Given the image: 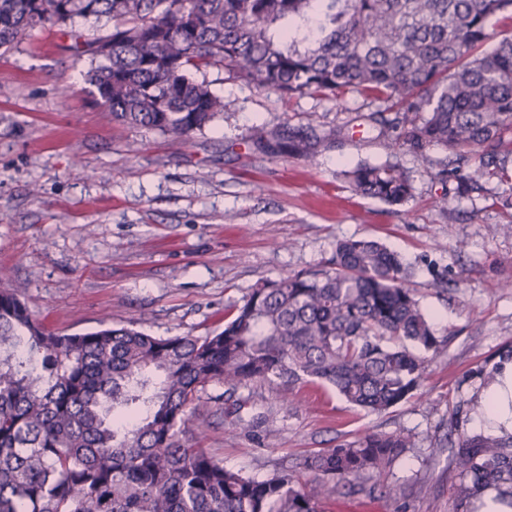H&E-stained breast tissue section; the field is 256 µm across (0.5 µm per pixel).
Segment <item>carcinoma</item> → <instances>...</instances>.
Instances as JSON below:
<instances>
[{
	"instance_id": "carcinoma-1",
	"label": "carcinoma",
	"mask_w": 512,
	"mask_h": 512,
	"mask_svg": "<svg viewBox=\"0 0 512 512\" xmlns=\"http://www.w3.org/2000/svg\"><path fill=\"white\" fill-rule=\"evenodd\" d=\"M512 0H0V49L55 28L91 64L88 80L112 122L187 141L224 110L195 74L235 73L261 89L366 90L400 111L370 115L392 156L440 146L479 164L466 187L512 176V36L492 18ZM106 21L92 37L76 20ZM307 129L279 149L316 159ZM353 190L389 205L412 197L389 160L348 171ZM400 257L346 239L324 267L251 288L224 329L152 336L134 327L48 330L0 289V512H319L317 494L282 465L246 475L192 444V406L211 382L226 394L254 382H318L368 412L417 394L445 340L422 312ZM448 438L452 512H478L497 492L512 510V433ZM413 443L367 432L306 457L301 468L356 485L391 471Z\"/></svg>"
}]
</instances>
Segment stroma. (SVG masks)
<instances>
[{
    "instance_id": "obj_1",
    "label": "stroma",
    "mask_w": 512,
    "mask_h": 512,
    "mask_svg": "<svg viewBox=\"0 0 512 512\" xmlns=\"http://www.w3.org/2000/svg\"><path fill=\"white\" fill-rule=\"evenodd\" d=\"M49 32L0 55V265L49 330L128 325L161 337L222 331L224 315L258 282L324 264L344 239H373L411 271L422 308L447 347L430 357L414 398L380 413L333 389L254 383L224 413L210 383L193 413L200 448L225 467L297 469L310 453L368 430L404 432L414 446L392 473L355 486L302 482L321 512H451L446 433L459 399L482 430L477 371L512 343V181L461 195L450 153L401 150L413 186L390 206L356 194L344 169L381 163L366 117L384 102L363 92L281 97L222 69L203 77L224 100L212 127L183 144L116 126L95 105L88 61ZM344 129L316 165L256 144L254 129Z\"/></svg>"
}]
</instances>
